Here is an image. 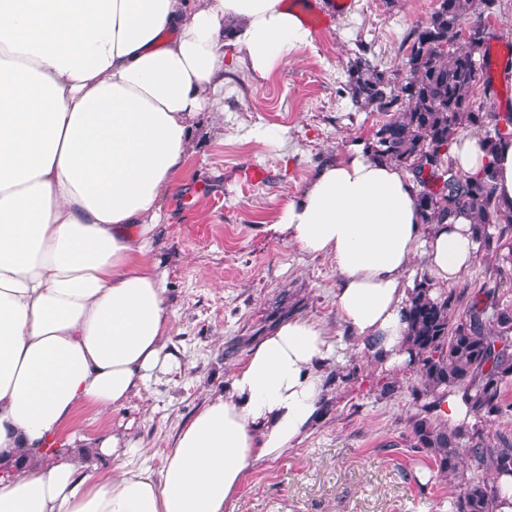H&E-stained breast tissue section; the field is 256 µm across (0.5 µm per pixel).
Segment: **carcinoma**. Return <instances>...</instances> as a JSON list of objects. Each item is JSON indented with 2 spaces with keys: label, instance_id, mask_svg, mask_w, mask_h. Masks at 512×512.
Segmentation results:
<instances>
[{
  "label": "carcinoma",
  "instance_id": "cac0c4a2",
  "mask_svg": "<svg viewBox=\"0 0 512 512\" xmlns=\"http://www.w3.org/2000/svg\"><path fill=\"white\" fill-rule=\"evenodd\" d=\"M430 17L409 34L401 77L359 58L348 70L355 106L389 112L368 148L380 160L407 169L421 187V222L442 224L468 212L481 249L499 250L512 227V202L495 195L494 172L476 176L453 167L448 150L465 129L484 131L488 151L512 140V112L491 111V80L480 81L489 62L483 16L467 21L475 0H438ZM482 85L484 103L472 98ZM498 228L497 234L488 232ZM489 290L435 288L428 276L416 282L409 306L408 346L414 353L423 415L412 421L414 447L433 454L438 471L456 485L455 512H493L500 489L496 474L512 476V439L484 432L486 423L512 410L504 391L512 382V310L486 300ZM462 395L474 423L448 425L436 418L448 391Z\"/></svg>",
  "mask_w": 512,
  "mask_h": 512
}]
</instances>
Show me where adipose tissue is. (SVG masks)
<instances>
[{
	"label": "adipose tissue",
	"instance_id": "obj_1",
	"mask_svg": "<svg viewBox=\"0 0 512 512\" xmlns=\"http://www.w3.org/2000/svg\"><path fill=\"white\" fill-rule=\"evenodd\" d=\"M310 40L281 0H0V452L20 462L0 477V512H224L253 464L320 421L334 344L293 317L180 425L160 471L121 466L131 448L117 435L67 427L78 407L112 410L178 364L153 248L200 114L224 110L225 56L261 82ZM450 155L469 175L493 165L512 200V141L491 153L468 130ZM418 190L352 145L267 227L335 258L338 316L392 372L410 363L418 249L447 285L479 248L467 214L423 226Z\"/></svg>",
	"mask_w": 512,
	"mask_h": 512
}]
</instances>
